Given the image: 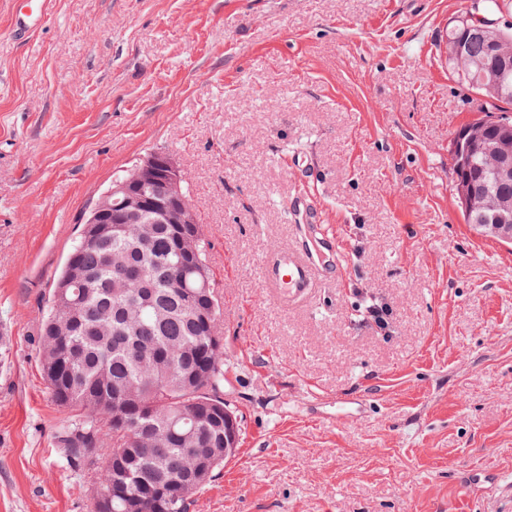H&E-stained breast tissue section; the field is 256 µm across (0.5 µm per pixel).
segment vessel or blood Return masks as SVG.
Wrapping results in <instances>:
<instances>
[{
  "instance_id": "obj_1",
  "label": "vessel or blood",
  "mask_w": 512,
  "mask_h": 512,
  "mask_svg": "<svg viewBox=\"0 0 512 512\" xmlns=\"http://www.w3.org/2000/svg\"><path fill=\"white\" fill-rule=\"evenodd\" d=\"M49 0H13L9 31L16 40L32 35L47 19ZM340 252L334 238L300 242L268 252L263 261V281L281 304L305 301L337 268Z\"/></svg>"
}]
</instances>
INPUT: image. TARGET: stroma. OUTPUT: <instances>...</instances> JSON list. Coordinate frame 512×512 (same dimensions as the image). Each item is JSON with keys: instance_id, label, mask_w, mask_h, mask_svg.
Masks as SVG:
<instances>
[{"instance_id": "1", "label": "stroma", "mask_w": 512, "mask_h": 512, "mask_svg": "<svg viewBox=\"0 0 512 512\" xmlns=\"http://www.w3.org/2000/svg\"><path fill=\"white\" fill-rule=\"evenodd\" d=\"M470 7L52 0L18 45L0 0V512H95L39 329L95 197L157 149L203 229L241 430L189 512H512V244L457 206L453 137L487 104L440 57ZM295 197L344 262L283 306L261 268Z\"/></svg>"}]
</instances>
